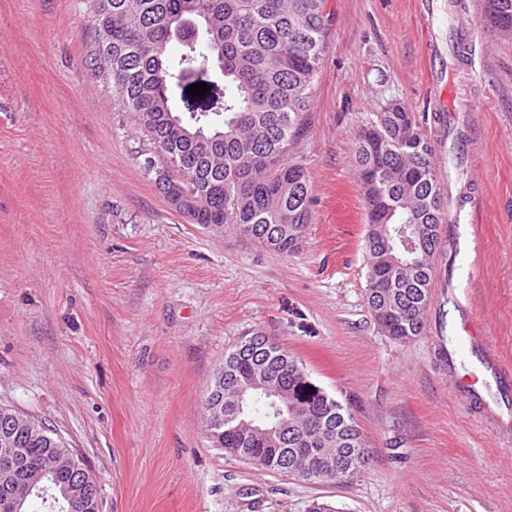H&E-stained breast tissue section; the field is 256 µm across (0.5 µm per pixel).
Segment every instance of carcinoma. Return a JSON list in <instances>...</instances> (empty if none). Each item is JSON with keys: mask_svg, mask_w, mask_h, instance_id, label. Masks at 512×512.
<instances>
[{"mask_svg": "<svg viewBox=\"0 0 512 512\" xmlns=\"http://www.w3.org/2000/svg\"><path fill=\"white\" fill-rule=\"evenodd\" d=\"M326 0H88L94 25L91 63L132 114L147 149L145 169L166 167L195 224L232 225L281 253L299 248L309 223L311 188L289 153L305 112L327 35ZM489 28L512 36V0H484ZM208 71V108L190 109L173 88ZM363 190L369 254L366 297L379 326L408 340L421 333L445 255L449 223L444 195L423 126L405 107L385 110L363 125L355 147ZM263 375L288 409L293 439H275L271 399L259 393L243 405L250 424L232 421L238 390ZM224 404V425L208 431L217 447L280 475L318 472L336 480L348 451L361 444L349 408L296 369L287 349L242 339L204 405ZM0 512H27L30 489L50 487L69 512H101L93 477L73 483L76 460L42 423L0 407Z\"/></svg>", "mask_w": 512, "mask_h": 512, "instance_id": "carcinoma-1", "label": "carcinoma"}]
</instances>
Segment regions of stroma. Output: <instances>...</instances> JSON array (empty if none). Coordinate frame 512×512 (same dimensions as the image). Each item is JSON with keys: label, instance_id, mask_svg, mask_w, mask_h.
I'll list each match as a JSON object with an SVG mask.
<instances>
[{"label": "stroma", "instance_id": "1", "mask_svg": "<svg viewBox=\"0 0 512 512\" xmlns=\"http://www.w3.org/2000/svg\"><path fill=\"white\" fill-rule=\"evenodd\" d=\"M417 0H328L294 153L313 202L300 248L192 224L144 168L143 138L90 63L86 0H0V406L45 423L96 479L102 512H512V446L448 386L439 304L387 336L366 300L358 131L396 101L432 111ZM458 12L475 56L467 169L478 186L453 283L512 364V37ZM263 332L349 403L369 450L312 483L215 447L203 401L224 353Z\"/></svg>", "mask_w": 512, "mask_h": 512}]
</instances>
